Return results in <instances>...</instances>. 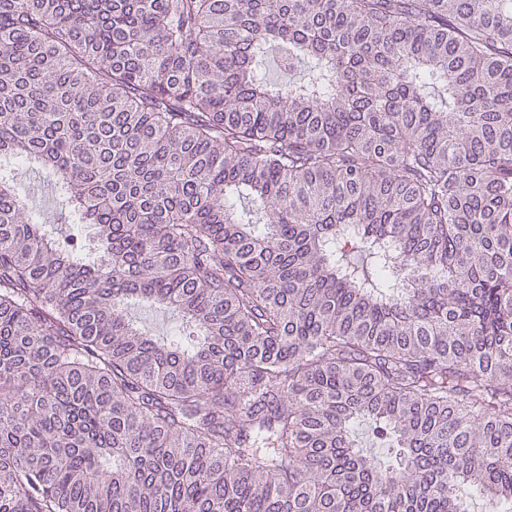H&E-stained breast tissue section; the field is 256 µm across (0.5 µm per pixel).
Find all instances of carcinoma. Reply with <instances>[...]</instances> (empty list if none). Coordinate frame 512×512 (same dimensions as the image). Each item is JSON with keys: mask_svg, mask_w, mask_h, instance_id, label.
<instances>
[{"mask_svg": "<svg viewBox=\"0 0 512 512\" xmlns=\"http://www.w3.org/2000/svg\"><path fill=\"white\" fill-rule=\"evenodd\" d=\"M472 491L512 512V0H0V512ZM29 206L39 224H45L49 230L60 228V207L54 193L47 190L36 191L29 200ZM130 316L140 325L160 336H179V321L171 314L147 306L133 305Z\"/></svg>", "mask_w": 512, "mask_h": 512, "instance_id": "1", "label": "carcinoma"}]
</instances>
